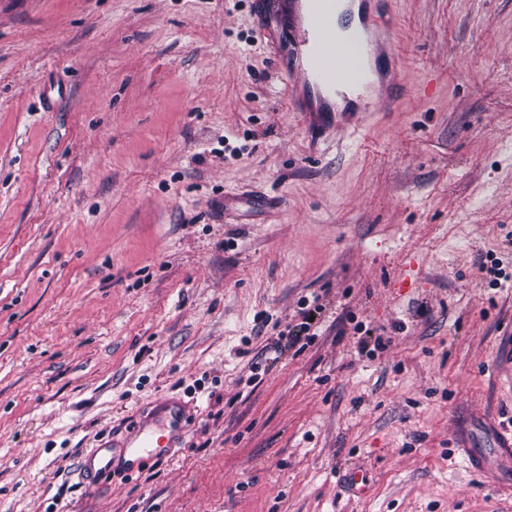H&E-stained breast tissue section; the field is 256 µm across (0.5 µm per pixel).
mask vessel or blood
Here are the masks:
<instances>
[{"mask_svg":"<svg viewBox=\"0 0 512 512\" xmlns=\"http://www.w3.org/2000/svg\"><path fill=\"white\" fill-rule=\"evenodd\" d=\"M352 5L358 8L357 23L338 29L337 18ZM289 16V24L278 26L258 18L256 32L271 41L294 111L332 112L337 98L351 93L361 112L376 111L392 100L396 70L375 76L368 69L371 61L390 55L397 33L392 11L378 0H291ZM188 426L184 410L169 401L159 402L151 416L133 428L125 448L133 458L166 454ZM83 468L87 477H105L112 471V457L107 449H96Z\"/></svg>","mask_w":512,"mask_h":512,"instance_id":"obj_1","label":"vessel or blood"}]
</instances>
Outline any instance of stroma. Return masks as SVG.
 Wrapping results in <instances>:
<instances>
[{"mask_svg":"<svg viewBox=\"0 0 512 512\" xmlns=\"http://www.w3.org/2000/svg\"><path fill=\"white\" fill-rule=\"evenodd\" d=\"M389 7L296 112L254 0H0V512H512V0ZM150 417L133 427L125 448L132 458L164 455L187 432L189 416L169 401L156 404ZM83 468L86 476L92 479L106 477L112 472V455L108 454L106 448L96 449L93 454L85 460Z\"/></svg>","mask_w":512,"mask_h":512,"instance_id":"obj_1","label":"stroma"}]
</instances>
